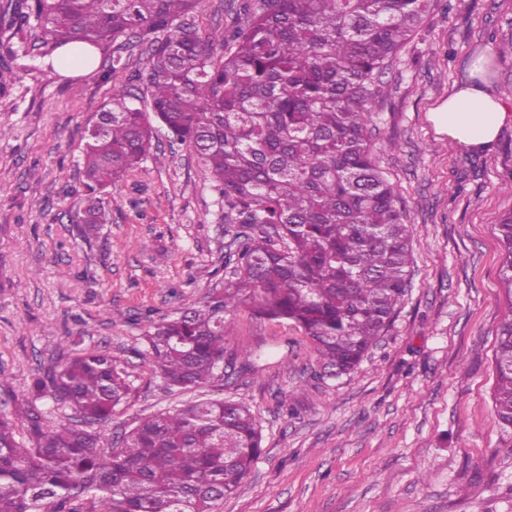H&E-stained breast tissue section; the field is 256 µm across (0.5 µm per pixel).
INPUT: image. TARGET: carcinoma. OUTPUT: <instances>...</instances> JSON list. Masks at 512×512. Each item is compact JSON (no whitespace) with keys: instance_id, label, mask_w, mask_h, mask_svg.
Masks as SVG:
<instances>
[{"instance_id":"obj_1","label":"carcinoma","mask_w":512,"mask_h":512,"mask_svg":"<svg viewBox=\"0 0 512 512\" xmlns=\"http://www.w3.org/2000/svg\"><path fill=\"white\" fill-rule=\"evenodd\" d=\"M202 0H32L43 56L89 52L122 37L149 44L151 112L188 145L237 224L222 287L204 304L151 322L138 351L169 393L224 379V314L240 306L286 320L312 340L329 376L357 369L390 326L409 284L413 225L404 222L368 125L382 76L431 0H255L224 53V35L186 23ZM165 32L164 38L156 33ZM146 113L115 90L84 147L86 206L76 234L106 223L112 182L149 154ZM508 314L496 336L493 411L512 438V212L494 225ZM134 374L82 351L32 375L20 423L0 418V512H215L262 452L243 403L205 398L135 421L109 448L106 424ZM71 410L54 421L38 402ZM27 438L16 439L17 430Z\"/></svg>"}]
</instances>
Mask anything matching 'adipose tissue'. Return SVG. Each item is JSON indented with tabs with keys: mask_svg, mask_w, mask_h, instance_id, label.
<instances>
[{
	"mask_svg": "<svg viewBox=\"0 0 512 512\" xmlns=\"http://www.w3.org/2000/svg\"><path fill=\"white\" fill-rule=\"evenodd\" d=\"M489 64L485 54L473 59L467 79L455 85L447 100L429 113L437 132L447 135L458 148H489L503 127L512 123V109L493 93L486 77Z\"/></svg>",
	"mask_w": 512,
	"mask_h": 512,
	"instance_id": "ef3b65f1",
	"label": "adipose tissue"
}]
</instances>
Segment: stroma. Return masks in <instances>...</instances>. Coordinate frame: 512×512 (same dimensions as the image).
I'll return each instance as SVG.
<instances>
[{
    "label": "stroma",
    "mask_w": 512,
    "mask_h": 512,
    "mask_svg": "<svg viewBox=\"0 0 512 512\" xmlns=\"http://www.w3.org/2000/svg\"><path fill=\"white\" fill-rule=\"evenodd\" d=\"M246 0H203L201 33L245 21ZM40 28L0 24V418L17 419L33 374L58 354L125 359L135 391L110 432L196 400L167 392L136 357L152 320L202 305L232 246L224 200L186 145L154 132L148 157L108 189L97 238L72 233L85 206L84 131L113 90L150 108L146 44L102 45L99 64L51 71ZM512 107V0H433L373 105L372 141L415 228L410 284L388 331L350 375L322 376L298 327L239 307L224 320L225 372L212 398L251 409L262 454L217 512H512V448L492 408L506 311L493 226L512 212V126L486 154L428 117L481 49ZM123 69L103 80L113 59Z\"/></svg>",
    "instance_id": "1"
}]
</instances>
